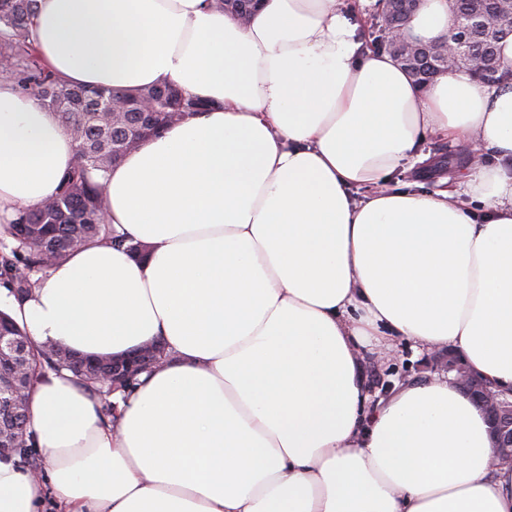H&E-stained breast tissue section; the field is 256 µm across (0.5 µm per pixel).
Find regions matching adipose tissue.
I'll return each instance as SVG.
<instances>
[{
    "label": "adipose tissue",
    "mask_w": 512,
    "mask_h": 512,
    "mask_svg": "<svg viewBox=\"0 0 512 512\" xmlns=\"http://www.w3.org/2000/svg\"><path fill=\"white\" fill-rule=\"evenodd\" d=\"M454 0L405 30L444 42ZM337 0H39L33 45L70 84L164 80L215 101L112 169L113 230L8 311L37 344L172 358L116 392L72 373L30 396L42 463L0 459V512H512L486 416L448 380L379 397L367 348L450 349L512 389V81L418 85ZM480 158L452 191L390 184L427 137ZM76 146L0 81V223L55 195ZM361 200H354L358 189Z\"/></svg>",
    "instance_id": "adipose-tissue-1"
}]
</instances>
